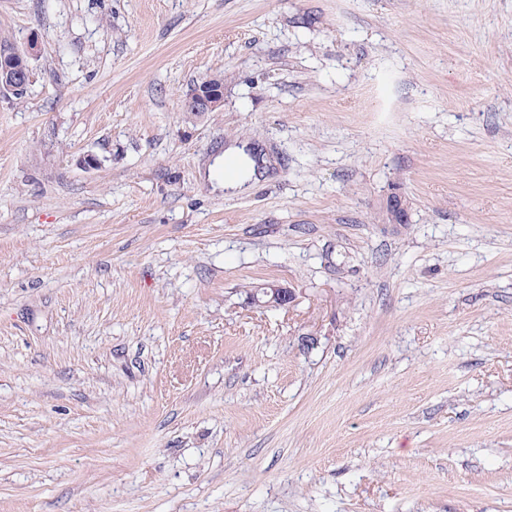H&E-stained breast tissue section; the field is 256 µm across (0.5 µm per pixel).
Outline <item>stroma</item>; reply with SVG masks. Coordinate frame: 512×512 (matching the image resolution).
Here are the masks:
<instances>
[{
  "label": "stroma",
  "instance_id": "1",
  "mask_svg": "<svg viewBox=\"0 0 512 512\" xmlns=\"http://www.w3.org/2000/svg\"><path fill=\"white\" fill-rule=\"evenodd\" d=\"M0 29L41 47L0 99V512H512V0ZM232 145L269 159L243 193ZM223 105L224 80L212 76L194 84L183 99V109L187 112H213ZM389 193L382 205L385 223L403 224L407 221V207L405 197L398 189ZM296 299L294 289L279 286L258 288L250 294V304L259 307H290Z\"/></svg>",
  "mask_w": 512,
  "mask_h": 512
}]
</instances>
